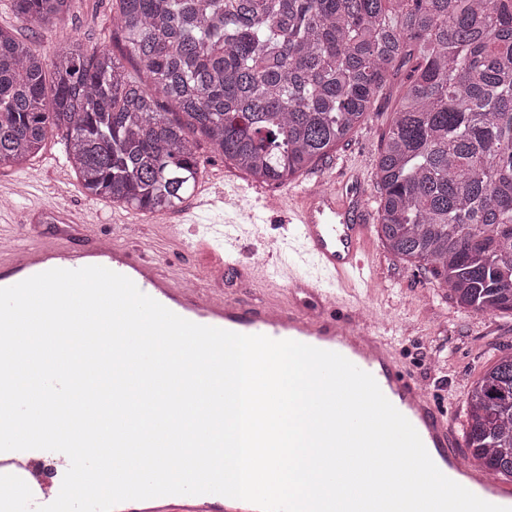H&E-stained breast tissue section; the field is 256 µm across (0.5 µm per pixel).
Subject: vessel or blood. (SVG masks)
<instances>
[{"mask_svg": "<svg viewBox=\"0 0 512 512\" xmlns=\"http://www.w3.org/2000/svg\"><path fill=\"white\" fill-rule=\"evenodd\" d=\"M288 221L302 243L303 252L319 269L312 276L296 261L266 255L257 272L262 280L302 293L311 307L264 300L249 303L224 291L199 293L196 287L160 272L139 246L119 239L95 242L98 265L130 278L138 289L172 312L194 323L245 335L291 339L337 352L370 373L384 396L418 432L430 457L448 478L481 499L512 507V488L489 476L470 472L459 451L461 442L448 412L439 410L396 351L379 336L376 325L360 312L365 299L357 289L374 262L366 249L370 233L368 210L359 201H344L338 190L322 192L303 187L288 192ZM67 238L52 237L25 247L0 235V288L53 269L75 268ZM343 315H335V308ZM43 470L51 482H62L70 461L60 452L45 451ZM0 474H14L34 484L33 463L25 451L0 452ZM114 512H258L252 503L216 494L169 495L130 500Z\"/></svg>", "mask_w": 512, "mask_h": 512, "instance_id": "1", "label": "vessel or blood"}]
</instances>
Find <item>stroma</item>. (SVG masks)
<instances>
[{
  "instance_id": "35a3bbf8",
  "label": "stroma",
  "mask_w": 512,
  "mask_h": 512,
  "mask_svg": "<svg viewBox=\"0 0 512 512\" xmlns=\"http://www.w3.org/2000/svg\"><path fill=\"white\" fill-rule=\"evenodd\" d=\"M21 35L49 58L58 48L79 38L87 52L110 49L128 71L136 69L125 38L112 25V0H78L66 21L50 26L35 24L22 30ZM406 76V71H399L384 89L377 112L348 142L337 147L331 159L297 176L293 187L343 169L361 179L368 191L364 202L375 207V162ZM0 194L6 198L0 204V233L19 239L24 245L46 237L68 236L73 255L81 262L93 251L96 238L112 234L114 225L133 221L151 241V252L163 272L177 278H201L213 266L212 252L218 249L217 239L226 231L239 239L238 267L229 271L221 288L235 289L246 284L252 296L273 297L276 289L253 279L251 265L256 255L271 245L279 249L282 258L294 255L285 214L262 208L248 195L242 204L258 215L248 237L234 228L237 216L230 210L209 213L198 224L189 220L177 224L178 232L173 235L167 230L168 224H176L173 214H141L133 219L128 208L85 195L66 160L64 134L58 130L48 134L41 152L26 164L0 167ZM367 246L375 261L370 306L385 339L425 389L435 397L450 400L456 429L464 431L469 386L492 364L499 351H512V313L477 314L465 310L430 273L389 252L378 234L369 235ZM429 343L441 349L440 357L432 361L420 355L421 347Z\"/></svg>"
}]
</instances>
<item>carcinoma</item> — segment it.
Wrapping results in <instances>:
<instances>
[{
	"mask_svg": "<svg viewBox=\"0 0 512 512\" xmlns=\"http://www.w3.org/2000/svg\"><path fill=\"white\" fill-rule=\"evenodd\" d=\"M0 28V166L65 130L84 193L161 215L202 174L189 134L259 183L330 158L418 55L375 166L378 234L475 313L512 312V9L501 0H112L144 77L74 39L47 62ZM176 109L169 117L159 99ZM472 467L512 482V352L466 394Z\"/></svg>",
	"mask_w": 512,
	"mask_h": 512,
	"instance_id": "cac0c4a2",
	"label": "carcinoma"
}]
</instances>
